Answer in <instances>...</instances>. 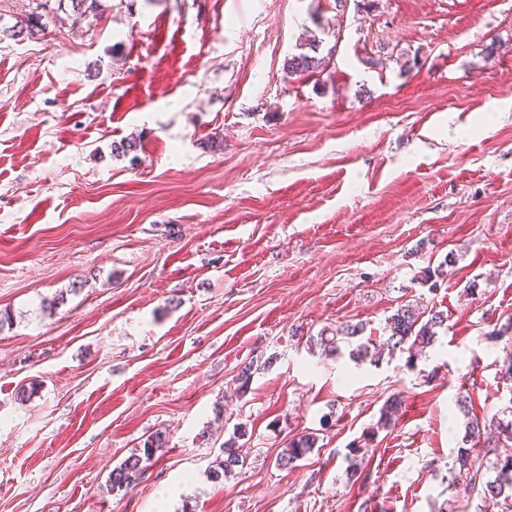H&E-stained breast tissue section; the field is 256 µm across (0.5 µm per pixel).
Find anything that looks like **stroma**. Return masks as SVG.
Segmentation results:
<instances>
[{"instance_id":"35a3bbf8","label":"stroma","mask_w":512,"mask_h":512,"mask_svg":"<svg viewBox=\"0 0 512 512\" xmlns=\"http://www.w3.org/2000/svg\"><path fill=\"white\" fill-rule=\"evenodd\" d=\"M367 2L109 0L0 37V512H506L449 469L459 391L512 402V0ZM313 34L326 71L285 77ZM408 302L448 318L415 361L308 342ZM402 401L398 396L389 397L380 409V415L376 423V432L392 429L401 416ZM244 436V430H240L237 436H233L224 442V457L218 461L214 467H211L209 474L212 479L218 480L235 473L236 470L242 469L246 464V459L240 453L241 447L237 443V439ZM165 443V436L156 433L143 444V450L139 453H132L119 466L112 469L109 476V487L112 492L129 490L138 485L148 463L153 458L154 449L162 448ZM319 437L314 432L295 435L289 439L277 461L282 468H293L295 463L305 459L317 447Z\"/></svg>"}]
</instances>
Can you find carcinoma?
I'll return each mask as SVG.
<instances>
[{
    "instance_id": "1",
    "label": "carcinoma",
    "mask_w": 512,
    "mask_h": 512,
    "mask_svg": "<svg viewBox=\"0 0 512 512\" xmlns=\"http://www.w3.org/2000/svg\"><path fill=\"white\" fill-rule=\"evenodd\" d=\"M106 5L103 0H30V10L21 21L19 29L12 30V35L18 36L23 32L28 34L44 32L52 23L64 21L77 26L81 21L102 15ZM322 40L313 37L304 44V51L293 54L285 59L283 71L287 76L301 74H321L328 64L329 58L320 53ZM447 317L440 311L429 312V318H424V312L414 303H406L397 308L388 320L387 335L378 338L364 336L365 326L361 323L345 324L332 333H320L313 343L323 347V351L332 355L340 351V344L355 345L350 351L353 359L367 360L377 365L387 355L399 351L409 354L421 351L434 345L437 329L443 327ZM257 371V365L249 363L241 368L235 377L238 390L246 392ZM459 410L467 416L465 441L485 449V454L494 456L489 461L490 468L496 472L494 479L485 478L483 465L472 460L466 449L456 457L458 469L452 471V483L463 486V491L471 493L475 488L482 489L484 498L498 502L512 500V418L504 419L497 414L490 417L478 418L470 416L469 394L460 393L457 399ZM402 401L397 396L389 397L380 409L376 430L367 433L365 443L350 449L349 476L356 481L362 471L358 457L363 448L368 446L375 431L390 430L401 416ZM244 436L239 431L237 436L224 441V457L210 469V477L218 480L235 473L246 464V459L240 453L237 439ZM319 437L314 432L301 433L289 439L286 448L278 457V465L283 468H293L295 463L305 459L317 447ZM165 436L157 433L147 439L143 450L128 456L119 466L112 469L109 476V487L113 492L129 490L138 485L148 463L153 458L154 450L163 447Z\"/></svg>"
}]
</instances>
